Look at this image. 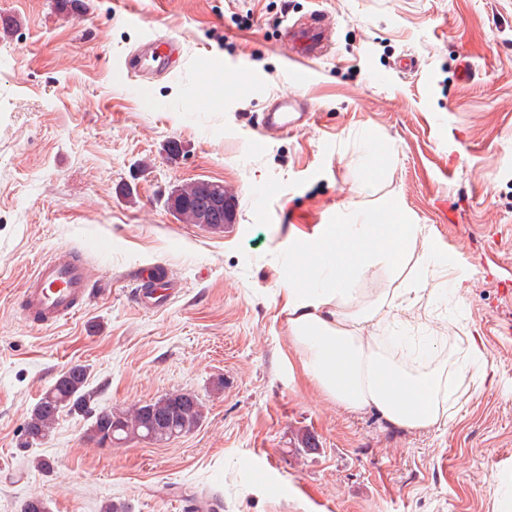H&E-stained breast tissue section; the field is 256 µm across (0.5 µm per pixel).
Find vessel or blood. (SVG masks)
I'll list each match as a JSON object with an SVG mask.
<instances>
[{"label":"vessel or blood","mask_w":512,"mask_h":512,"mask_svg":"<svg viewBox=\"0 0 512 512\" xmlns=\"http://www.w3.org/2000/svg\"><path fill=\"white\" fill-rule=\"evenodd\" d=\"M288 39L292 57L309 61L326 55L331 39V28L321 13L310 14L298 26L290 28ZM179 52L175 39L151 41L146 52L136 59V66L145 74L168 71ZM307 112L290 111L282 103L263 112L260 125L266 130H295L310 121ZM135 299L141 306L156 309L166 304L175 287L156 268L139 269L135 275ZM91 295L90 274L76 256H56L40 262L23 291V310L34 323L51 326L86 306Z\"/></svg>","instance_id":"obj_1"}]
</instances>
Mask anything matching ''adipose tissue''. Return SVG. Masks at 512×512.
I'll list each match as a JSON object with an SVG mask.
<instances>
[{
	"mask_svg": "<svg viewBox=\"0 0 512 512\" xmlns=\"http://www.w3.org/2000/svg\"><path fill=\"white\" fill-rule=\"evenodd\" d=\"M421 274L405 277L410 256ZM424 225L398 206L321 224L288 248L283 267L288 329L304 376L349 411L377 410L393 426L429 430L446 424L448 403L472 367L484 363L476 337L453 366L439 363L442 346L398 335L399 311L419 305L426 269L445 265ZM378 268L386 288H363Z\"/></svg>",
	"mask_w": 512,
	"mask_h": 512,
	"instance_id": "obj_1",
	"label": "adipose tissue"
}]
</instances>
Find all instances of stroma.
<instances>
[{
    "mask_svg": "<svg viewBox=\"0 0 512 512\" xmlns=\"http://www.w3.org/2000/svg\"><path fill=\"white\" fill-rule=\"evenodd\" d=\"M315 11L334 19V44L300 84L285 33ZM168 36L177 63L147 93L118 76ZM275 99L309 108L307 127L264 133ZM201 180L233 199L223 232L165 205ZM391 199L450 261L430 286L457 288L401 312L402 328L457 356L465 336L485 350L437 430L337 404L303 376L288 330L289 242ZM69 252L91 300L33 326L25 283ZM148 265L182 284L164 308L133 297L128 274ZM77 364L97 406L191 392L204 419L164 443L103 447L64 411L25 446L34 405ZM36 496L50 512H512V0H0V512Z\"/></svg>",
    "mask_w": 512,
    "mask_h": 512,
    "instance_id": "35a3bbf8",
    "label": "stroma"
}]
</instances>
